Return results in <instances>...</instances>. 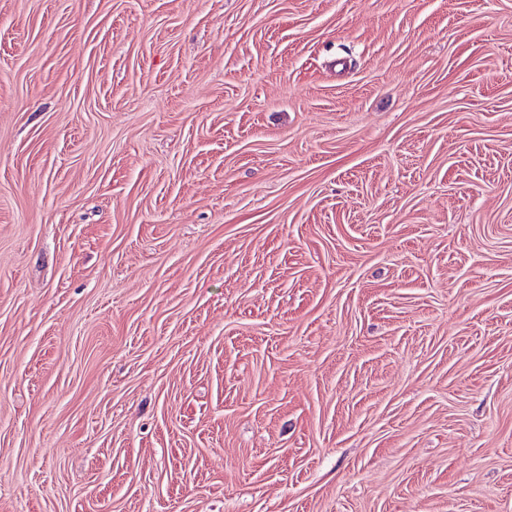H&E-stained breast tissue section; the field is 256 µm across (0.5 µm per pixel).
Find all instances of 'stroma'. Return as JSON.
Masks as SVG:
<instances>
[{
	"mask_svg": "<svg viewBox=\"0 0 512 512\" xmlns=\"http://www.w3.org/2000/svg\"><path fill=\"white\" fill-rule=\"evenodd\" d=\"M0 512H512V0H0Z\"/></svg>",
	"mask_w": 512,
	"mask_h": 512,
	"instance_id": "35a3bbf8",
	"label": "stroma"
}]
</instances>
